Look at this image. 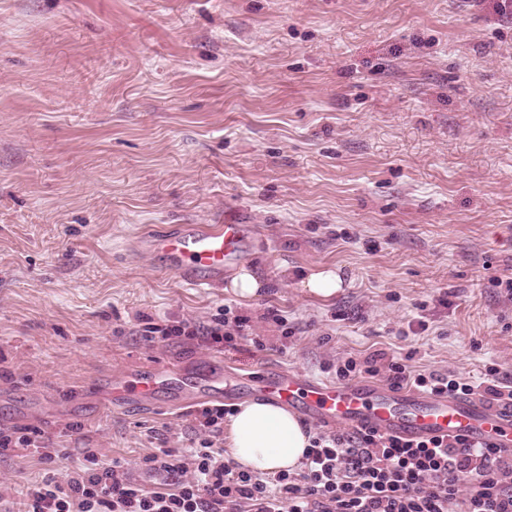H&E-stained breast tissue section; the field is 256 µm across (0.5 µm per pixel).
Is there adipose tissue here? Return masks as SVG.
<instances>
[{"label":"adipose tissue","mask_w":512,"mask_h":512,"mask_svg":"<svg viewBox=\"0 0 512 512\" xmlns=\"http://www.w3.org/2000/svg\"><path fill=\"white\" fill-rule=\"evenodd\" d=\"M310 439V433L292 411L267 400L239 404L229 422L231 457L255 472L295 470Z\"/></svg>","instance_id":"1"}]
</instances>
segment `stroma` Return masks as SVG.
I'll return each instance as SVG.
<instances>
[{
	"mask_svg": "<svg viewBox=\"0 0 512 512\" xmlns=\"http://www.w3.org/2000/svg\"><path fill=\"white\" fill-rule=\"evenodd\" d=\"M237 221L263 288H190L144 231ZM338 270L341 292L309 294ZM512 13L497 0H0V431L146 479L198 445L116 375L390 360L512 385ZM232 308L234 345L146 341ZM287 326H280L279 318ZM0 454V512L52 475ZM343 279L336 270H326L313 273L300 282V287L309 293L321 297H331L340 292Z\"/></svg>",
	"mask_w": 512,
	"mask_h": 512,
	"instance_id": "obj_1",
	"label": "stroma"
}]
</instances>
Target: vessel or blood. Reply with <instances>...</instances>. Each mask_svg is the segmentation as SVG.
<instances>
[{"mask_svg": "<svg viewBox=\"0 0 512 512\" xmlns=\"http://www.w3.org/2000/svg\"><path fill=\"white\" fill-rule=\"evenodd\" d=\"M138 245L142 252L162 258L185 284L208 288L222 282L225 271L247 253L251 237L247 225L230 221L185 224L173 230L146 231ZM164 389L172 391L178 406L246 391L326 426L408 439L466 436L512 449V406L423 394L381 382L316 380L295 370L242 375L212 363L196 381L188 382L176 367L155 365L114 377L108 400L115 405L130 399L146 401Z\"/></svg>", "mask_w": 512, "mask_h": 512, "instance_id": "b4317fda", "label": "vessel or blood"}]
</instances>
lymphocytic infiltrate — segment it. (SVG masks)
Returning <instances> with one entry per match:
<instances>
[{
    "label": "lymphocytic infiltrate",
    "mask_w": 512,
    "mask_h": 512,
    "mask_svg": "<svg viewBox=\"0 0 512 512\" xmlns=\"http://www.w3.org/2000/svg\"><path fill=\"white\" fill-rule=\"evenodd\" d=\"M243 319L208 325L190 321L164 329L167 339L232 343ZM392 385L435 395L485 394L512 404V385L490 366L482 381L454 374L413 373L393 360ZM158 476L145 485L120 460L86 454L63 478L27 486L23 512H512V452L465 437L410 440L372 430L317 433L300 471L273 478L226 460L205 440L193 448H162L145 458Z\"/></svg>",
    "instance_id": "1"
}]
</instances>
